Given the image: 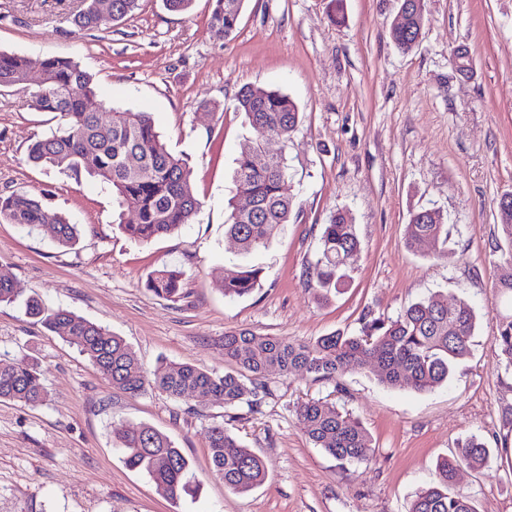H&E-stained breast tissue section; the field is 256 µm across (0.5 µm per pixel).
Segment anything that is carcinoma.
Here are the masks:
<instances>
[{
  "label": "carcinoma",
  "mask_w": 512,
  "mask_h": 512,
  "mask_svg": "<svg viewBox=\"0 0 512 512\" xmlns=\"http://www.w3.org/2000/svg\"><path fill=\"white\" fill-rule=\"evenodd\" d=\"M141 0H112V16H101L95 0H84L75 25L87 31L119 22L139 9ZM245 0H215L209 19L217 37L232 35L239 24ZM403 21L390 33L402 51L411 50L420 35L421 18L414 0H401ZM29 61L0 51V88L20 85ZM44 79L30 88L34 109L54 115L56 130L36 135L27 146V161L34 166L58 168L78 177L86 174L112 191L121 210L133 209L136 220L118 222L126 236L148 241L171 235L196 216L200 201L187 163L169 150L156 131L148 112L103 107L87 109L96 97L94 76L69 57L49 55L41 60ZM253 131V148L237 159L234 182L236 196L248 197L251 208L232 207L226 233L247 255L265 248L280 227L295 216L288 194V163L280 154L264 164L254 161L255 148L268 136L286 142L300 122L296 103L288 95L259 86H245L237 96ZM497 220L507 249L502 251L501 273L494 288L512 299V208L497 210ZM0 223L25 226L53 225L55 239L70 247L78 239L77 226L66 216L27 193L0 195ZM409 243L432 242L437 256L445 257L448 228L440 211L422 208L407 225ZM320 253L309 269L314 295L322 300L340 292L349 281V270L360 251L355 224L345 212H336L320 235ZM261 271L245 267L224 281V295L242 297L258 285ZM183 272L163 268L150 274L146 286L159 296L181 295ZM15 300L12 273L0 267V304ZM26 314L56 336L75 346L113 387L137 394L152 386L174 399L190 396L215 397L234 407L247 395L270 393L265 376L276 371H301L316 381H339L355 367L376 377L388 388L410 386L431 391L448 382L454 366L470 354V340L477 316L464 298L439 292L409 305L395 319L371 318L360 336L333 333L309 342L249 332L224 335V356L235 368L220 375L189 364H165L148 372L125 340L107 327L87 321L64 308H52L38 298L26 302ZM494 346L506 366L512 368V313L499 319ZM47 400L35 363L25 359L0 361V401L37 406ZM297 418L316 447L333 457L342 468L363 463L373 454L371 438L362 424L335 406L320 400L300 405ZM115 439L125 449V464L145 473L169 499L177 501L190 490V462L169 436L141 425L113 428ZM209 457L224 486L237 493L248 492L265 480L261 458L240 443L224 425L209 431ZM490 457L486 444L470 438L450 457L437 462L433 478L420 488L409 512H478L473 499L454 490L457 471L480 468Z\"/></svg>",
  "instance_id": "1"
}]
</instances>
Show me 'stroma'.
<instances>
[{
  "mask_svg": "<svg viewBox=\"0 0 512 512\" xmlns=\"http://www.w3.org/2000/svg\"><path fill=\"white\" fill-rule=\"evenodd\" d=\"M214 0L187 13L141 0L137 13L80 31V0H0V51L39 65L74 59L95 77L98 100L149 112L169 150L192 171L201 207L174 234L138 242L114 222L116 204L99 181L31 166L26 149L56 122L29 94L0 89V194L45 198L76 224L79 240L59 246L50 225L0 224V266L17 298L0 304V360L27 357L48 398L31 407L0 402V512H408L438 459L476 436L488 463L461 468L455 487L478 512H512V369L493 338L506 310L494 288L500 260L499 198L512 192V0H423L417 45L398 49L390 29L399 0H246L237 30L214 37ZM473 60L454 65L458 47ZM246 85L288 94L301 122L272 152L288 160L296 219L268 247L240 254L224 229L235 194L236 160L252 136L237 95ZM439 210L448 255L406 242L410 215ZM339 211L361 251L348 286L329 300L308 289L323 224ZM261 268L243 297L221 284L241 266ZM183 271L170 299L145 286L163 267ZM439 291L467 299L477 314L470 355L448 383L423 393L388 388L356 369L340 382L306 373L269 374L258 412L247 404L175 401L146 388H112L75 347L24 314L39 296L122 336L147 370L188 363L224 373V336L246 331L310 341L360 333L364 314L397 317ZM360 420L373 456L345 469L314 447L297 419L309 400ZM152 426L192 465L194 493L171 501L129 469L113 426ZM224 425L263 461L265 483L225 488L208 453L209 430Z\"/></svg>",
  "mask_w": 512,
  "mask_h": 512,
  "instance_id": "obj_1",
  "label": "stroma"
}]
</instances>
